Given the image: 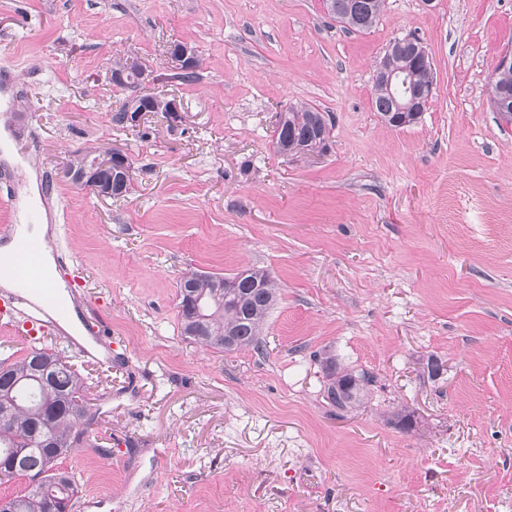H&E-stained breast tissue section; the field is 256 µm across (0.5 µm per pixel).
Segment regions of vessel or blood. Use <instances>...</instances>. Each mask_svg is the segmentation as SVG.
<instances>
[{
  "label": "vessel or blood",
  "mask_w": 512,
  "mask_h": 512,
  "mask_svg": "<svg viewBox=\"0 0 512 512\" xmlns=\"http://www.w3.org/2000/svg\"><path fill=\"white\" fill-rule=\"evenodd\" d=\"M43 243L35 237L27 239L18 249L0 251V275L14 279L24 291L35 292L39 304L36 314L52 313L55 320H67L69 307L63 302L60 292L43 271L41 257Z\"/></svg>",
  "instance_id": "vessel-or-blood-1"
}]
</instances>
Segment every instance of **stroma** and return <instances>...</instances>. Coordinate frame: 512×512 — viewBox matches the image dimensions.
I'll return each mask as SVG.
<instances>
[{
	"label": "stroma",
	"mask_w": 512,
	"mask_h": 512,
	"mask_svg": "<svg viewBox=\"0 0 512 512\" xmlns=\"http://www.w3.org/2000/svg\"><path fill=\"white\" fill-rule=\"evenodd\" d=\"M409 33L436 90L394 129L372 77ZM173 42L195 81L174 79ZM510 52L512 0H387L365 33L325 0H0V118L81 334L105 337L88 360L32 330L22 294L0 330V360L61 349L87 383L74 512H512V125L488 91ZM119 56L179 99L177 126H113ZM292 103L330 113L326 153L277 154ZM102 146L132 162L126 197L64 176ZM253 266L281 288L264 353L182 335L183 272ZM329 355L375 374L360 409L328 401ZM400 405L411 431L387 421ZM168 55L174 66L187 69V71L175 73V78L190 82L196 77L194 68L198 64V55L192 46L184 42L173 43L169 46Z\"/></svg>",
	"instance_id": "1"
}]
</instances>
